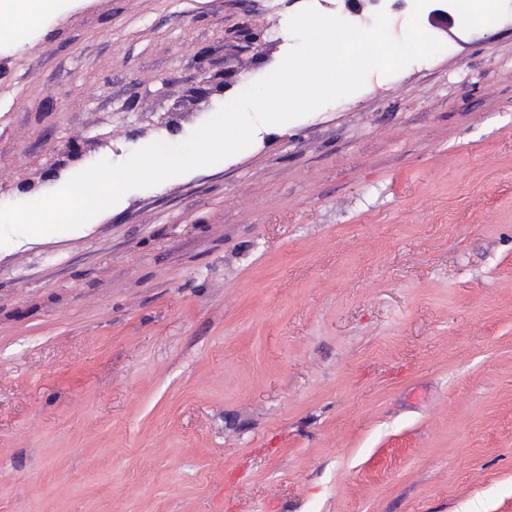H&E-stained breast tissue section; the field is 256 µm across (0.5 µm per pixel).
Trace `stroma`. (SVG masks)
Listing matches in <instances>:
<instances>
[{"label":"stroma","mask_w":512,"mask_h":512,"mask_svg":"<svg viewBox=\"0 0 512 512\" xmlns=\"http://www.w3.org/2000/svg\"><path fill=\"white\" fill-rule=\"evenodd\" d=\"M57 0L0 206L178 144L306 5ZM214 165L0 247V512H512V0Z\"/></svg>","instance_id":"35a3bbf8"}]
</instances>
